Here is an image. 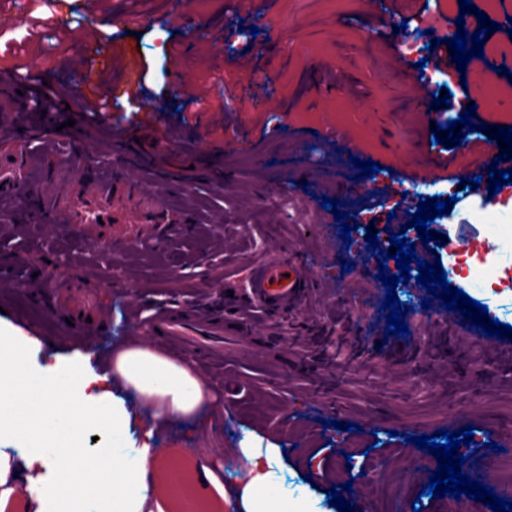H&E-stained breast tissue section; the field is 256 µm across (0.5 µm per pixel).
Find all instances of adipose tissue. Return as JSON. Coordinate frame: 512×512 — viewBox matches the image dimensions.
Masks as SVG:
<instances>
[{
  "label": "adipose tissue",
  "mask_w": 512,
  "mask_h": 512,
  "mask_svg": "<svg viewBox=\"0 0 512 512\" xmlns=\"http://www.w3.org/2000/svg\"><path fill=\"white\" fill-rule=\"evenodd\" d=\"M34 341L0 325V512L12 496L33 512H146L154 492L152 437L172 419L208 425L212 387L190 363L168 358L138 339L116 343L111 354L77 351L53 365H30ZM59 426L44 435L47 417ZM99 430V448L83 445ZM250 478L237 512H288L271 489L279 448H247Z\"/></svg>",
  "instance_id": "obj_1"
}]
</instances>
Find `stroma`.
<instances>
[{"instance_id": "1", "label": "stroma", "mask_w": 512, "mask_h": 512, "mask_svg": "<svg viewBox=\"0 0 512 512\" xmlns=\"http://www.w3.org/2000/svg\"><path fill=\"white\" fill-rule=\"evenodd\" d=\"M65 2L68 28L41 48H19L25 29L1 32L0 63L19 75L70 83L69 59L82 51L87 27H97L104 44L132 49L156 100L169 105L153 131L166 146L159 162L196 153L212 157L225 176L219 182L181 168L183 191L125 168L143 196L188 215L187 223L169 226L162 244L134 224L93 238L57 224L0 222V263L27 273L18 284L0 282V308L7 322L39 340L43 353L61 351L64 336L102 354L116 340L137 336L172 358H189L215 387L211 428L180 418L154 439L162 512L173 510L166 501L169 475L180 473L194 492L204 462L220 485L208 488L198 507L219 512L235 500L248 478L249 465L236 452L244 443L285 449L278 489L306 512H337L326 491L341 479L352 484L354 512H470L467 496L427 495L438 463L411 442L466 425L472 443L461 454L512 483V342L454 326L452 312L412 280L396 288L408 306V330L389 335L387 289L377 275L395 269V259L378 264V251L367 248L354 259L339 222L322 206L323 198H334L346 213L372 221L361 196L349 191L357 157L382 164L376 183L394 207L419 159L405 152L406 142H427L431 124L452 118L434 104L423 119L407 110L397 23L375 12L370 0H275L268 13L242 0H183L175 9L163 0H119L132 19L165 18L160 27L116 26L106 9L90 10L87 0ZM188 16L211 21L213 38L187 40ZM243 24L257 27L254 41L238 35ZM318 62L332 64L326 78L314 75ZM264 81L275 92L257 110L240 92ZM350 81L360 96L345 93ZM324 82L335 85L333 95H321ZM224 87L235 95L232 104L220 95ZM200 92L211 109L184 124L182 114ZM348 138L357 149L346 148ZM435 184L440 199L458 198L428 228L435 240L450 243L441 266L455 270L451 288L486 305L489 319L512 325V294L499 290L500 278H512V258L503 254L512 245V212L492 223L489 178L470 188L440 178ZM288 259L300 263L313 288L288 315H253L246 329L228 332L223 362L183 353L143 324L151 309L205 307L217 301V287L241 286L261 262ZM345 259L352 263L347 272ZM61 278L79 289L97 283L111 302L106 318L81 314L69 321L43 303L52 280ZM338 421L353 431L335 429Z\"/></svg>"}]
</instances>
